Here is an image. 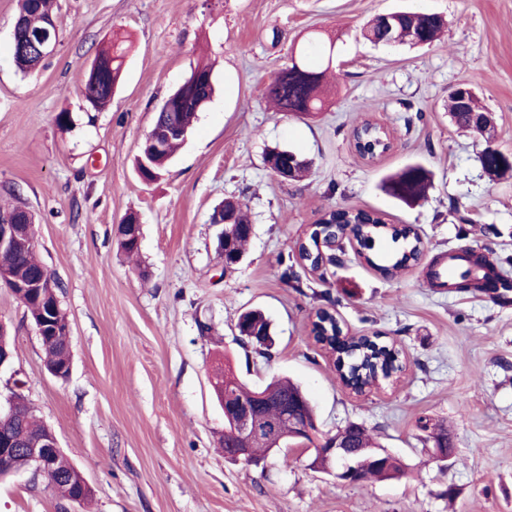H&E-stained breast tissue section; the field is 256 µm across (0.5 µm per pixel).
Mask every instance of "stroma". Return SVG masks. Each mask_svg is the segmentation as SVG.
Masks as SVG:
<instances>
[{"mask_svg":"<svg viewBox=\"0 0 512 512\" xmlns=\"http://www.w3.org/2000/svg\"><path fill=\"white\" fill-rule=\"evenodd\" d=\"M399 9L443 16L441 37L417 47L362 37L369 19ZM16 17L17 0H0V207L21 198L36 215V255L62 284L72 369L64 380L48 372L24 305L0 285L13 337L0 399L20 392L82 472L93 499L78 512H512V302L431 287L423 266L386 279L350 249L300 284L283 277L311 224L346 207L410 225L426 263L473 250L512 278V172L493 178L479 162L489 144L512 157V0H57L58 46L29 74L10 51ZM315 32L335 41L329 105L311 119L276 112L267 88ZM116 33L133 49L96 110L80 88ZM201 60L215 65L216 94L168 170L144 182L139 147ZM462 82L493 112L492 142L451 122L448 96ZM366 120L392 142L372 162L352 143ZM276 147L308 160L307 176L272 172ZM413 163L432 182L408 206L384 183ZM228 198L254 226L230 270L211 221ZM130 214L142 226L134 259L118 247ZM321 308L345 332L395 343L402 371L360 395L347 389L311 333ZM249 309L271 322V359L240 341ZM225 364L252 386L291 378L322 431L364 427L406 476L344 483L298 448L260 467L229 461L211 385ZM434 424L448 431L444 462L431 453ZM62 509L31 470L0 480V512Z\"/></svg>","mask_w":512,"mask_h":512,"instance_id":"1","label":"stroma"}]
</instances>
